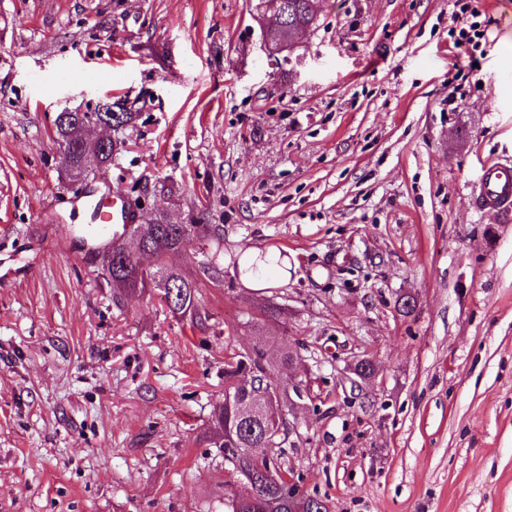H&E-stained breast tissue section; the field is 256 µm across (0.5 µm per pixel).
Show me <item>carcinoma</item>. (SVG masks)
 Listing matches in <instances>:
<instances>
[{"label": "carcinoma", "mask_w": 512, "mask_h": 512, "mask_svg": "<svg viewBox=\"0 0 512 512\" xmlns=\"http://www.w3.org/2000/svg\"><path fill=\"white\" fill-rule=\"evenodd\" d=\"M260 5L274 6L276 23L282 31L308 30L316 25L317 14L311 11L310 0H260ZM97 117L99 113L96 111L82 114L59 112L55 117V141L71 163L68 172L73 178H80L85 173L81 160L86 143L78 134V126ZM223 239L224 226L220 224H208L201 218L199 229L188 231L183 225L172 223L165 213H158L147 223L130 228L125 224L119 225L112 233L111 263L105 269L113 296L120 298L155 292L173 316L188 317L198 329H207L209 315L199 309V285L205 281L223 284L224 265L211 258L202 263L198 274L190 275L170 264L168 257L194 245L218 246ZM277 264L279 259L260 251L243 264L241 273L260 280L267 277ZM255 329L257 340L251 350L232 354V363L224 371V380L227 381L235 374V369L248 364L255 372L254 381L248 388L235 385L224 389V402L212 411L203 442L217 445L225 439L236 441L237 447L222 448L224 460L243 479H254L260 485V491L254 493L251 502L245 506L238 505L232 494H224V512H291L288 497L279 486L265 482L253 465L254 454L263 447L260 440L262 421L246 412V400L247 395L257 394L271 384L270 371L274 366L293 363L294 352L285 337L276 354H270L263 338V324L255 323Z\"/></svg>", "instance_id": "1"}]
</instances>
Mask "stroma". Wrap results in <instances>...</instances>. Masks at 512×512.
Returning <instances> with one entry per match:
<instances>
[{
  "instance_id": "35a3bbf8",
  "label": "stroma",
  "mask_w": 512,
  "mask_h": 512,
  "mask_svg": "<svg viewBox=\"0 0 512 512\" xmlns=\"http://www.w3.org/2000/svg\"><path fill=\"white\" fill-rule=\"evenodd\" d=\"M258 0H0V512H224L201 436L224 358L300 343L281 448L332 512H512V209L472 187L512 163V7L319 0L271 54ZM459 97V115L448 111ZM125 101L104 177L144 213L224 227L208 331L115 301L53 138ZM281 254L264 287L235 260ZM405 295L416 301L407 316ZM377 374L351 390L349 367ZM450 31L455 35L454 46L462 51H469L470 46L471 49L476 48L479 40L485 35V31L480 29L477 22L471 23L468 28L457 29L452 27Z\"/></svg>"
}]
</instances>
